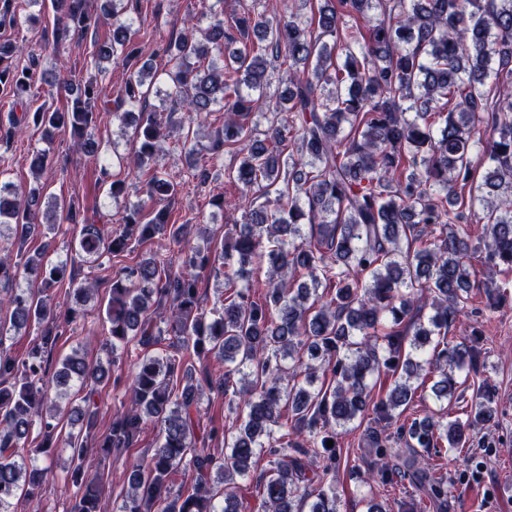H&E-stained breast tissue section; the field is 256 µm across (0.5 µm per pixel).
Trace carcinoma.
Here are the masks:
<instances>
[{
  "instance_id": "1",
  "label": "carcinoma",
  "mask_w": 512,
  "mask_h": 512,
  "mask_svg": "<svg viewBox=\"0 0 512 512\" xmlns=\"http://www.w3.org/2000/svg\"><path fill=\"white\" fill-rule=\"evenodd\" d=\"M199 0L210 17L202 38L188 27L161 41L169 69L160 74L142 61L135 41L136 0H30L43 22L54 17L52 43L110 24L108 41L92 57L116 58L125 68L123 97L100 108L97 78L57 82L65 99L52 111L25 110L13 126L34 127L50 140L69 134L99 167L114 200L127 192L110 179L109 163L90 137L101 112L133 130V154L118 157L143 178L142 198L110 224H90L73 202L55 203L70 224L82 225L79 251L90 258L126 255L131 245L166 235L181 246L180 269L152 255L112 277L105 319L112 356L136 341L126 380L129 407L99 442L103 458L121 454L148 422L161 438L145 460L130 465L120 512H249L237 480L249 477L264 455L271 468L257 479L258 512H340L336 497V440L365 418L370 381L381 369L393 382L373 403L367 445L387 463L371 478L383 485L408 481L434 503L448 500V481L420 458L441 448H465L470 432L497 416L487 379L473 389L465 418L425 416L400 420L421 377H437L431 393L439 406L463 401L458 388L479 375L481 351L464 339L441 344L458 327L471 292L484 290L487 309L507 296L504 285L477 279L475 264L512 271V0H323L317 12L280 9L276 0H240L242 10L224 21L215 5ZM16 45L0 43V84L19 101L46 81L41 57L13 63ZM284 66L281 76L270 62ZM284 87L266 111L273 82ZM160 108L148 107L151 95ZM181 106L189 120L224 111V126L204 145L174 133L163 113ZM138 112H133L134 108ZM267 121L258 131L257 115ZM210 160L229 152L237 163L224 175L240 192L243 223L224 238V295L207 310L201 276L213 266L208 249L184 247L189 224L171 223L161 201L172 202L190 183L208 180L206 166L172 176L157 163L164 144ZM488 171L476 180L473 156ZM51 162L34 149V175ZM43 188L0 182V228L24 241L40 233ZM310 226L305 234L304 226ZM264 271L267 291L250 292L254 271ZM24 278L44 288L64 282L75 299L89 283L67 274V265L45 261L39 249L22 262L0 257V284ZM431 296L427 323L415 320ZM11 310L15 330L51 324L33 338L24 359L0 352V512L21 497L39 502L48 490L38 464L58 447L62 419L44 411L79 385L82 405L66 418L79 431L71 448L69 512H99L100 464L85 455L97 425V387L110 369L77 350L50 370L52 347L83 316L79 305L56 314L23 288L0 305ZM165 311V327L151 315ZM172 336L173 351L152 352ZM224 361L214 377L204 361ZM201 364L196 369L195 364ZM324 380H319V377ZM321 384H316V381ZM224 394L235 427L213 425L198 438L200 404L207 392ZM38 428L39 439L30 438ZM224 443L215 458L209 443ZM190 479L172 491L173 476Z\"/></svg>"
}]
</instances>
